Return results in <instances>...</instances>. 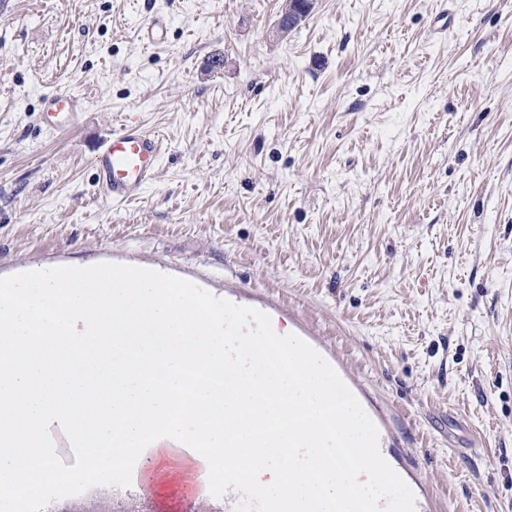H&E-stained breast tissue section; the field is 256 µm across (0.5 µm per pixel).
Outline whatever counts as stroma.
Segmentation results:
<instances>
[{
	"mask_svg": "<svg viewBox=\"0 0 512 512\" xmlns=\"http://www.w3.org/2000/svg\"><path fill=\"white\" fill-rule=\"evenodd\" d=\"M280 3L0 0V276L156 267L258 308L342 363L424 512H512V0H315L282 39ZM51 91L85 100L61 135ZM129 122L160 167L115 204L92 159ZM208 474L168 448L132 479L207 512Z\"/></svg>",
	"mask_w": 512,
	"mask_h": 512,
	"instance_id": "obj_1",
	"label": "stroma"
}]
</instances>
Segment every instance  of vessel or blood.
<instances>
[{
	"label": "vessel or blood",
	"mask_w": 512,
	"mask_h": 512,
	"mask_svg": "<svg viewBox=\"0 0 512 512\" xmlns=\"http://www.w3.org/2000/svg\"><path fill=\"white\" fill-rule=\"evenodd\" d=\"M84 108L83 98L68 92H52L43 99L42 122L56 133L69 131ZM161 157L160 142L132 125L113 132L93 158L100 194L115 202L138 199L156 176Z\"/></svg>",
	"instance_id": "b4317fda"
}]
</instances>
